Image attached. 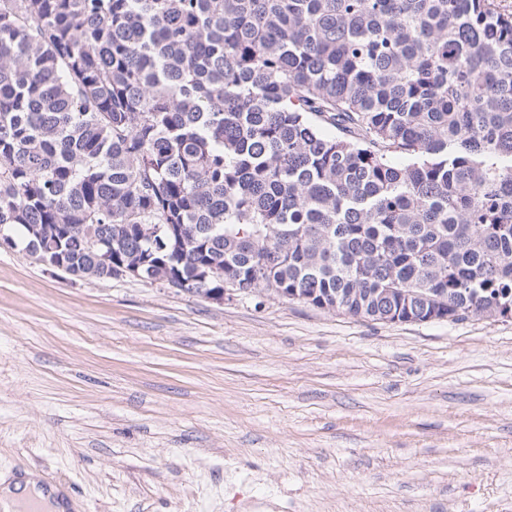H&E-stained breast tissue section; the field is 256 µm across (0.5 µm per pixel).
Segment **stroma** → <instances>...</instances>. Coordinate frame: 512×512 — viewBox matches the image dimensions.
Returning <instances> with one entry per match:
<instances>
[{
  "instance_id": "obj_1",
  "label": "stroma",
  "mask_w": 512,
  "mask_h": 512,
  "mask_svg": "<svg viewBox=\"0 0 512 512\" xmlns=\"http://www.w3.org/2000/svg\"><path fill=\"white\" fill-rule=\"evenodd\" d=\"M89 512H512V320L388 323L0 247V475Z\"/></svg>"
}]
</instances>
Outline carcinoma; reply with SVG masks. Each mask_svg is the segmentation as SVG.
<instances>
[{"label":"carcinoma","instance_id":"1","mask_svg":"<svg viewBox=\"0 0 512 512\" xmlns=\"http://www.w3.org/2000/svg\"><path fill=\"white\" fill-rule=\"evenodd\" d=\"M508 159L502 0H0V238L74 277L100 241L203 296L461 321L512 303Z\"/></svg>","mask_w":512,"mask_h":512}]
</instances>
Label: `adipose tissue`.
Instances as JSON below:
<instances>
[{
	"instance_id": "obj_1",
	"label": "adipose tissue",
	"mask_w": 512,
	"mask_h": 512,
	"mask_svg": "<svg viewBox=\"0 0 512 512\" xmlns=\"http://www.w3.org/2000/svg\"><path fill=\"white\" fill-rule=\"evenodd\" d=\"M68 497L61 488L47 486L39 474L0 479V512H65Z\"/></svg>"
}]
</instances>
